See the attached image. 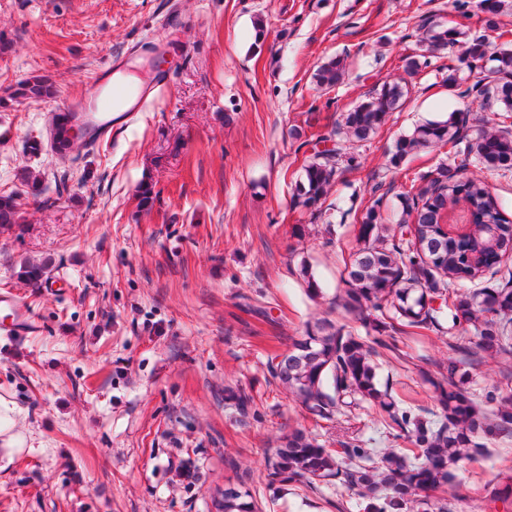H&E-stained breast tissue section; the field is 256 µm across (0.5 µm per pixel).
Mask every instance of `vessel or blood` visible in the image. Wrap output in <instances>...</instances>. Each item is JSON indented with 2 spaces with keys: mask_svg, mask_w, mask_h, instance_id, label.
Segmentation results:
<instances>
[{
  "mask_svg": "<svg viewBox=\"0 0 512 512\" xmlns=\"http://www.w3.org/2000/svg\"><path fill=\"white\" fill-rule=\"evenodd\" d=\"M145 72L139 84H130L127 75ZM168 83L166 72L154 67L151 53L134 45L121 55L111 58L99 69L79 100L59 107L53 114V127L60 145L74 153H92L107 145L118 133L114 113L129 115L139 111L150 96ZM0 308L9 318L6 334L37 335L40 327L24 303L0 294Z\"/></svg>",
  "mask_w": 512,
  "mask_h": 512,
  "instance_id": "obj_1",
  "label": "vessel or blood"
}]
</instances>
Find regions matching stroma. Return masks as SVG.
<instances>
[{
  "mask_svg": "<svg viewBox=\"0 0 512 512\" xmlns=\"http://www.w3.org/2000/svg\"><path fill=\"white\" fill-rule=\"evenodd\" d=\"M0 0V97L44 76L52 96L0 108V193L19 196V220L0 228V293L36 317L34 336L0 334V512H213L214 492L243 484L263 512H366L341 485L270 483L269 448L299 428L327 448L409 445L363 402L334 420L314 418L272 377L268 360L309 325L329 319L365 329L336 304L357 250L374 183L402 188L445 160L442 148L389 164L396 139L419 123L484 112L442 82L468 77L449 53L414 80L410 97L366 145L335 122L375 86L403 78L423 20L478 30V0ZM266 30L255 50L254 26ZM168 46L171 82L99 151H24L48 137L57 105L77 100L114 54ZM341 58L332 90L314 71ZM354 154L356 169L327 189L322 217L293 193L315 150ZM39 174L44 199L26 192ZM151 184V208L138 205ZM45 265L50 288L19 276ZM318 284L310 291L300 273ZM405 328L381 350L378 379L404 409L430 420L432 383L449 364L466 371L484 411L512 405V347L484 352L472 326ZM253 399L247 414L225 388ZM447 485L426 492L448 512H512L496 500L512 467V437L477 435Z\"/></svg>",
  "mask_w": 512,
  "mask_h": 512,
  "instance_id": "stroma-1",
  "label": "stroma"
}]
</instances>
